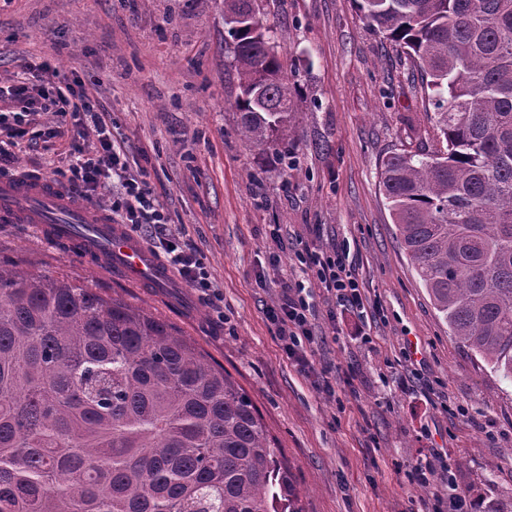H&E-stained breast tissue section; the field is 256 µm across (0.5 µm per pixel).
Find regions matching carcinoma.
Here are the masks:
<instances>
[{"mask_svg": "<svg viewBox=\"0 0 512 512\" xmlns=\"http://www.w3.org/2000/svg\"><path fill=\"white\" fill-rule=\"evenodd\" d=\"M406 49L439 147L393 152L400 246L449 334L512 380V0H361ZM239 132L288 136L255 0H224ZM0 512H303L250 397L168 319L0 262Z\"/></svg>", "mask_w": 512, "mask_h": 512, "instance_id": "obj_1", "label": "carcinoma"}]
</instances>
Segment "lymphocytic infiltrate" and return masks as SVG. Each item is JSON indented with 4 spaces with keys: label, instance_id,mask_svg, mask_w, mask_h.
<instances>
[{
    "label": "lymphocytic infiltrate",
    "instance_id": "lymphocytic-infiltrate-1",
    "mask_svg": "<svg viewBox=\"0 0 512 512\" xmlns=\"http://www.w3.org/2000/svg\"><path fill=\"white\" fill-rule=\"evenodd\" d=\"M16 103L15 110L0 113V129H20L29 117L54 106L67 108L72 115L82 117L83 128L92 130L98 137L95 151H86L80 143H72L69 189L74 198L92 200L105 182H114L116 194L112 198V212L126 224L130 231H140L144 225L163 228L167 216L160 206L152 187L145 178L130 176L124 154L117 152L105 136L104 121L85 87L67 85L66 88L34 84H21L8 89ZM162 249L170 263L187 285L207 296L210 302H219L210 281L207 267L200 255L179 237L170 236L162 241ZM299 263L314 269L317 282L327 293L352 309H363L364 303L359 282L342 250L320 254L308 250L298 251ZM282 303L269 311L277 324L281 346L288 358L304 362V341L312 336L310 303L304 286L283 284Z\"/></svg>",
    "mask_w": 512,
    "mask_h": 512
}]
</instances>
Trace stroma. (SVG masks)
<instances>
[{"mask_svg":"<svg viewBox=\"0 0 512 512\" xmlns=\"http://www.w3.org/2000/svg\"><path fill=\"white\" fill-rule=\"evenodd\" d=\"M258 4L297 77L283 162L258 158L239 134L224 0H0V84L37 65L45 81L92 91L115 146L167 211L168 233L203 256L220 306L187 287L114 286L33 224L0 223V260L66 271L178 326L252 399L303 512H430L459 490L476 512H512V382L451 338L380 186L390 152L437 146L416 71L354 0ZM40 122L58 130L55 152L21 142L0 175L67 185L63 150L97 138L70 114ZM303 248L348 251L363 311L315 287L295 258ZM285 281L312 289L308 371L286 358L267 317ZM431 455L438 475L425 488L411 472Z\"/></svg>","mask_w":512,"mask_h":512,"instance_id":"obj_1","label":"stroma"}]
</instances>
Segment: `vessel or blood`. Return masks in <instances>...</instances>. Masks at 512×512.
<instances>
[{"mask_svg": "<svg viewBox=\"0 0 512 512\" xmlns=\"http://www.w3.org/2000/svg\"><path fill=\"white\" fill-rule=\"evenodd\" d=\"M0 222L41 225L54 240L76 244L83 258L113 265L122 282L173 285L170 271L137 238L108 214L90 210L48 180H0Z\"/></svg>", "mask_w": 512, "mask_h": 512, "instance_id": "1", "label": "vessel or blood"}]
</instances>
